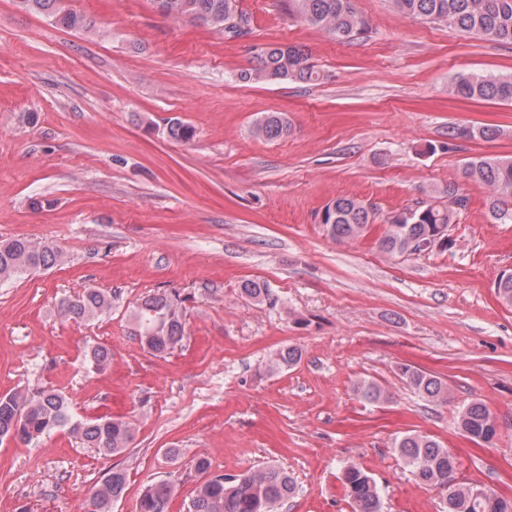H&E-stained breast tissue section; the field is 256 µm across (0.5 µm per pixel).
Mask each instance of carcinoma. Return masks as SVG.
Masks as SVG:
<instances>
[{"label":"carcinoma","instance_id":"carcinoma-1","mask_svg":"<svg viewBox=\"0 0 512 512\" xmlns=\"http://www.w3.org/2000/svg\"><path fill=\"white\" fill-rule=\"evenodd\" d=\"M25 13L43 15L61 27L90 33H101L85 14L57 5L58 0H14ZM291 11L308 25L334 36L339 41H359L369 37L368 21L358 13L355 0H290ZM402 15L445 22L468 34L495 42L512 44V0H391ZM166 5L162 16L209 30L241 36L249 32V19L239 9L238 0H154L155 7ZM256 65L240 74L246 81L291 79L310 83L319 75L310 57L301 48L290 45L261 44L255 46ZM448 93L465 100L512 102V77L459 75L451 80ZM290 125L281 113L267 114L255 133L269 140L288 135ZM174 139L188 142L194 138L193 128L179 120L167 128ZM497 129L483 127H448V139H491ZM465 178L493 189L485 201L490 218L500 224L512 223V159L479 158L464 168ZM373 212L361 201L341 196L329 203L321 223L328 234L339 242L360 237L372 223ZM455 212L445 204H423L402 211L388 221L378 241L380 251L391 256L405 255L407 239L426 240L437 225L453 222ZM60 247L32 238L0 240V284L12 282L22 275L48 270L64 262ZM499 298L512 306V275L501 274L494 284ZM241 293L260 304L276 306L278 297L267 282L246 280ZM112 308V295L97 288H87L77 295L61 298L58 315L65 320L92 322ZM131 317L137 327L140 343L156 354L173 350L184 337L185 318L182 300L165 293L147 296L136 303ZM302 357V351L289 346L276 358L279 367H290ZM85 358L95 369L112 363V349L105 345L88 348ZM401 376L419 396L430 402L445 400L448 388L435 375L405 365ZM357 392L369 403L386 399L385 390L375 381L359 383ZM457 427L478 444H489L497 435L496 416L479 400H471L457 412ZM64 428L88 448L103 457L125 451L133 438L129 422L102 416L95 420L72 419L67 398L51 389H25L0 396V439L11 438L22 443L40 441ZM394 450L415 481L439 491L442 512H512V499H506L482 484L460 482L456 478L457 459L438 440L419 434H407L395 440ZM343 482L353 512H381L380 490L374 479L356 463L344 467ZM126 474L112 468L89 497L85 512H112V504L124 494ZM296 484L288 472L275 464L250 468L239 474H216L207 477L185 504L187 512H271L270 504L292 497ZM174 486L167 480L147 486L140 498L139 512H170Z\"/></svg>","mask_w":512,"mask_h":512}]
</instances>
